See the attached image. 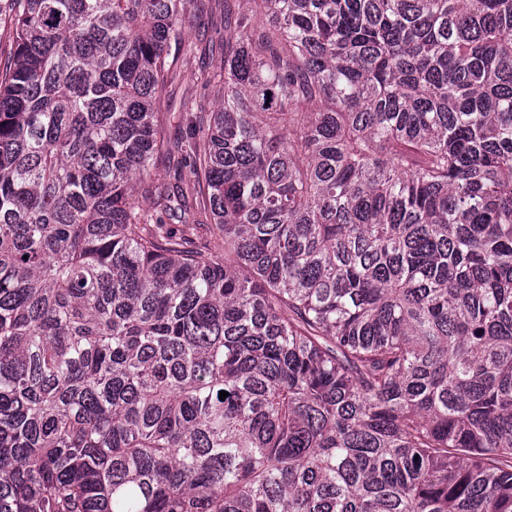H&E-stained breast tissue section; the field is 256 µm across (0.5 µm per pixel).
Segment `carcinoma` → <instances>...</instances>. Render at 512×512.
Wrapping results in <instances>:
<instances>
[{
  "mask_svg": "<svg viewBox=\"0 0 512 512\" xmlns=\"http://www.w3.org/2000/svg\"><path fill=\"white\" fill-rule=\"evenodd\" d=\"M189 2L15 0L0 512H512V0L226 2L179 142ZM223 1L203 0L190 7L185 39L191 48L178 56L172 78L159 94L170 137L185 135L189 118L210 117L216 110L217 75L224 68L218 50L224 43Z\"/></svg>",
  "mask_w": 512,
  "mask_h": 512,
  "instance_id": "1",
  "label": "carcinoma"
}]
</instances>
